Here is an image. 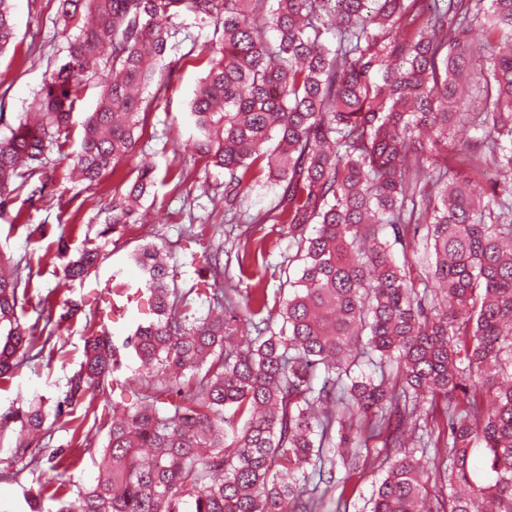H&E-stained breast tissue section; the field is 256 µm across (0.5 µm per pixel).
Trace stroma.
Returning <instances> with one entry per match:
<instances>
[{
  "label": "stroma",
  "mask_w": 512,
  "mask_h": 512,
  "mask_svg": "<svg viewBox=\"0 0 512 512\" xmlns=\"http://www.w3.org/2000/svg\"><path fill=\"white\" fill-rule=\"evenodd\" d=\"M57 0H12L16 23L13 43L0 53V73L6 80L0 84V111L9 123H16L23 112L34 106L37 91L46 79L58 55L64 54L67 41L57 19ZM179 33L167 53L168 68L156 78L147 97V109L133 151L106 171L97 182L89 184L73 180L70 167L81 140V124L86 112L93 108L100 88L96 80H88L84 96L73 115L67 144L51 149L43 166L48 182L44 198L34 203L15 199L0 211V253L30 262L32 298L51 296L52 315L60 317L71 307L79 315L65 321L61 334L64 345L55 347L43 358L23 364L10 378L0 382V414L24 405L34 396L54 398L66 388L69 377L78 369L83 354V338L106 328L115 343L135 329L142 315L129 310L118 320L109 318L113 279L137 284L139 271L129 254L140 245L166 239L171 242L169 263L178 273L183 286L204 280L207 272L201 265H183L182 251L175 248L180 229L188 224H220L224 221V174L196 154L189 144L192 129L186 119L188 103L204 74L190 50L207 44L218 46L215 25L192 17L178 19ZM155 168V184L143 200L142 220L120 225L118 230L101 235L104 210L120 198L136 178L140 167ZM274 191L258 185L238 202L240 221L234 232L223 238L224 253L231 261L229 276L238 278L239 290H246L257 280H264L271 291H278L282 274L293 253L288 231L274 221L250 223V216L262 214L272 207ZM43 224L47 235L42 239L28 237L26 225ZM64 240L70 252L85 245H96L101 261L83 282L65 288L61 285L63 262L56 258V242ZM263 242L269 257V269L252 265L239 268L236 257L245 243ZM95 313V322H87L86 314ZM93 413L77 410L71 421L58 422L54 444H69L73 433L87 434V448L76 465L60 466L51 474L54 485L71 482L92 484L97 476L93 463L105 442V435L93 432ZM370 455L359 458L356 468L337 467L336 484L328 490L308 491L314 500L312 512H366L376 482L385 473L378 457L380 446L370 441Z\"/></svg>",
  "instance_id": "stroma-1"
}]
</instances>
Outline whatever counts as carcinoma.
Returning <instances> with one entry per match:
<instances>
[{
  "mask_svg": "<svg viewBox=\"0 0 512 512\" xmlns=\"http://www.w3.org/2000/svg\"><path fill=\"white\" fill-rule=\"evenodd\" d=\"M68 35L35 111L0 136V209L29 186L45 155L69 137L83 82L101 83L82 123L75 165L96 181L136 144L144 92L178 29L208 18L222 29L221 58L206 59L188 104L192 142L224 172V203L262 180L273 207L252 218L288 225L298 277L269 306L267 289L239 300L219 288L209 225L191 224L190 252L212 271L191 288L155 243L130 254L142 286L112 296L153 319L122 345L105 330L85 337L67 390L0 416L20 425L0 478L28 473L56 512H308L307 467L323 449L349 456L340 415L362 420L359 448L381 444L386 473L369 512H512V0H59ZM486 35L483 53L469 34ZM0 0V51L15 36ZM275 33L266 37L267 31ZM475 132L466 170L448 152L459 122ZM500 182L488 190L483 171ZM153 184L144 170L112 204L104 236L138 215ZM408 224L424 225L429 274L416 289L393 256ZM100 254L84 247L63 268L83 279ZM21 262L0 255V380L54 350L49 298L30 304ZM207 304L201 315L198 303ZM137 375L116 373L127 355ZM367 362L380 372L365 374ZM394 375L386 384V370ZM323 377L321 387L315 380ZM98 475L60 492L42 479L77 462L51 446L55 419L115 389ZM443 402L437 471L450 493L430 499L426 469L405 451L418 398ZM482 448L491 478L470 466Z\"/></svg>",
  "mask_w": 512,
  "mask_h": 512,
  "instance_id": "cac0c4a2",
  "label": "carcinoma"
}]
</instances>
